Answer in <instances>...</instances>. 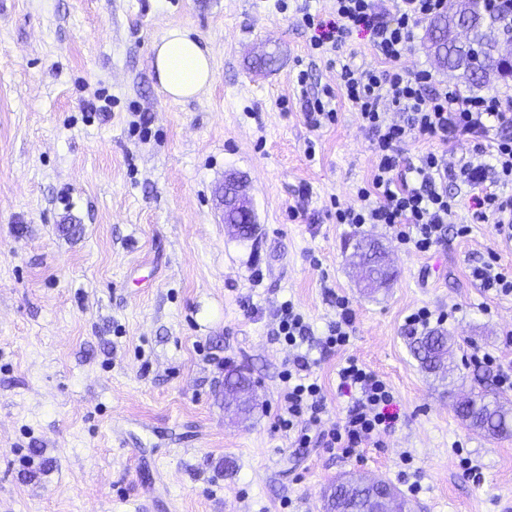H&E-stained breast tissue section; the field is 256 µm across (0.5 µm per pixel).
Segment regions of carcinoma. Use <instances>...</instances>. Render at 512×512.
Returning a JSON list of instances; mask_svg holds the SVG:
<instances>
[{
    "label": "carcinoma",
    "mask_w": 512,
    "mask_h": 512,
    "mask_svg": "<svg viewBox=\"0 0 512 512\" xmlns=\"http://www.w3.org/2000/svg\"><path fill=\"white\" fill-rule=\"evenodd\" d=\"M431 48L438 61L466 89L480 84L512 79V56L503 55L499 46L512 43V9L498 12L487 8L486 0H448V13L431 23ZM386 253L370 243L359 244L351 255L367 286L374 287L389 280L383 261ZM411 350L428 373H451L448 334L429 331L413 338ZM224 385L230 389L253 390L254 382L245 367L227 370ZM456 412L475 431L493 436L512 433V409L496 397L478 394L470 404L458 403ZM385 497L394 504L393 512H407V501L386 481L367 482L349 475L331 485L324 495V512H372L373 500Z\"/></svg>",
    "instance_id": "obj_1"
}]
</instances>
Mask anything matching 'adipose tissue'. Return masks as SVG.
Wrapping results in <instances>:
<instances>
[{
  "label": "adipose tissue",
  "mask_w": 512,
  "mask_h": 512,
  "mask_svg": "<svg viewBox=\"0 0 512 512\" xmlns=\"http://www.w3.org/2000/svg\"><path fill=\"white\" fill-rule=\"evenodd\" d=\"M152 51L158 83L171 99L194 97L213 78L209 48L187 29H167L154 40Z\"/></svg>",
  "instance_id": "adipose-tissue-1"
}]
</instances>
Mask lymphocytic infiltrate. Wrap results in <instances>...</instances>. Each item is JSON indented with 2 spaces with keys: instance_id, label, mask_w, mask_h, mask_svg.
I'll return each mask as SVG.
<instances>
[{
  "instance_id": "lymphocytic-infiltrate-1",
  "label": "lymphocytic infiltrate",
  "mask_w": 512,
  "mask_h": 512,
  "mask_svg": "<svg viewBox=\"0 0 512 512\" xmlns=\"http://www.w3.org/2000/svg\"><path fill=\"white\" fill-rule=\"evenodd\" d=\"M448 0H334L336 20L311 39L313 49L338 46L354 29L366 31L381 59L374 67L343 64L337 86H324L320 95L305 98L304 118L314 129L336 123L338 114L329 100L343 90L372 135L377 163L370 181L357 190L358 205L336 212V221L360 228L380 224L391 230L397 245L419 253L431 252L452 223L461 201H469L477 219L492 220L498 236L512 240V195L497 192L512 182V94L498 91L462 95L426 69L411 71L400 61L410 50L415 31L446 13ZM442 144L463 141L469 154L456 163L429 151L417 163L402 167L401 154L419 139ZM458 182L465 194H449V182ZM306 356H295L283 374L288 384L285 404L274 416L276 429L292 431L303 422L318 424L325 409L321 387L306 382ZM340 390L354 402L345 419L316 436L299 435V447L317 442L349 456L356 449L380 447L382 433L396 420L388 407L393 394L380 377L357 358H347L339 369Z\"/></svg>"
}]
</instances>
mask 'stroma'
Listing matches in <instances>:
<instances>
[{
  "mask_svg": "<svg viewBox=\"0 0 512 512\" xmlns=\"http://www.w3.org/2000/svg\"><path fill=\"white\" fill-rule=\"evenodd\" d=\"M333 0H0V512H323L325 488L356 472L392 483L413 512L512 507V435L455 411L496 388L472 355L512 364V294L473 265L512 242L460 205L467 236L423 255L389 229L337 223L374 167L371 136L344 96L310 128L309 90L343 63H376L366 32L312 53L303 9ZM191 30L213 82L175 101L152 43ZM272 55L273 70L255 67ZM315 157H307L308 141ZM248 193L256 232L225 226L226 177ZM375 242L394 277L362 287L349 263ZM355 313L348 346L312 367L329 420L352 405L338 370L355 356L392 388L379 448L344 457L275 429L290 351L276 313L292 302L312 335ZM446 314L451 381L424 371L405 318ZM249 368L258 405L224 408V368ZM298 85L301 86V96L303 99L304 118L308 126L313 129H319L326 124H335L338 120V112L330 108V101L335 96L331 86L325 85L322 88L321 95L308 97L305 85V75H299L297 79ZM326 98V100H324Z\"/></svg>",
  "mask_w": 512,
  "mask_h": 512,
  "instance_id": "1",
  "label": "stroma"
}]
</instances>
